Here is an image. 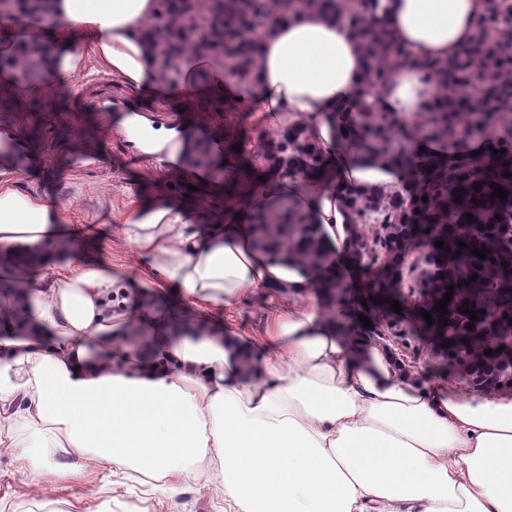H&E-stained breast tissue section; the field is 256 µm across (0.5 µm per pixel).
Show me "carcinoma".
Returning a JSON list of instances; mask_svg holds the SVG:
<instances>
[{"label": "carcinoma", "instance_id": "obj_1", "mask_svg": "<svg viewBox=\"0 0 512 512\" xmlns=\"http://www.w3.org/2000/svg\"><path fill=\"white\" fill-rule=\"evenodd\" d=\"M281 16L287 17L303 9L319 7L344 18L361 36L368 59L369 81L358 96V107L364 127L366 147L376 156L392 163L408 160L405 139L421 124L408 127V122L375 111L373 88L381 85L389 70L405 62L406 52L383 27L381 0H276ZM490 16L480 25L472 42L458 55L447 60L426 64L437 81V94L425 124L431 135L454 147L469 139H486L499 150L495 161L472 157L454 166L436 165L423 171L421 183L413 194H397L386 198L378 193L351 194L348 207L353 220L360 224L382 225L385 234L374 239L386 254L403 258L407 248L418 242V236L430 237L426 230L441 225L466 224L464 214L474 215L472 224L501 226L495 215L512 210V148L500 152L497 133L501 128L512 129V0H489ZM215 34H224L225 63L238 74L248 73L256 66V35L270 18L268 0H215L213 6ZM268 160L265 174L281 172L283 161L288 167L307 175L319 173L323 160L317 146L309 142L299 128L262 142ZM481 189L475 190L476 183ZM509 191L508 197L489 199L491 185ZM463 195L462 202L455 196ZM258 224H301L302 234L266 237L257 241L263 248L275 249L288 241L294 250L313 263L323 257L316 226L300 214L272 217L259 214ZM467 247L451 261L459 274L455 287L481 299L480 308L486 313L480 318L497 317L507 323L512 319V264L502 266L505 256L512 253V227L478 237L464 234ZM490 250L486 259L470 253L472 247ZM478 279L471 280L472 275ZM469 286H464V282ZM451 335L474 352L476 367L473 383L484 386L497 381L496 360L484 354L488 349L483 340L471 337L462 323L455 325Z\"/></svg>", "mask_w": 512, "mask_h": 512}]
</instances>
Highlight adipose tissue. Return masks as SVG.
Wrapping results in <instances>:
<instances>
[{
  "mask_svg": "<svg viewBox=\"0 0 512 512\" xmlns=\"http://www.w3.org/2000/svg\"><path fill=\"white\" fill-rule=\"evenodd\" d=\"M386 25L408 52L376 92V109L420 130L410 165L372 157L357 90L365 51L345 20L316 8L272 15L257 35L258 62L232 73L202 49H184L176 83L241 101L274 132L302 129L323 152L317 175L270 176L228 207L217 233L206 214L172 203L133 205L122 235L149 257L131 275L83 263L88 228L67 210L0 184V267L15 288L0 298V432L20 471L77 481L99 467L156 477L172 498L189 478L224 486L225 512H512V397L473 395L425 379L359 319L332 317L319 284L358 287L351 193L401 192L425 153L440 161L484 152L432 138L423 122L437 83L428 59L455 56L487 16L486 0H383ZM159 0H51L60 28L0 15V50L42 43L33 65L67 77L86 63L129 92L169 86L156 72ZM293 208L318 227L325 256L280 262L257 249V211ZM66 245L70 260L54 266ZM54 278H47V269ZM271 290L280 300L264 340L225 320L236 298Z\"/></svg>",
  "mask_w": 512,
  "mask_h": 512,
  "instance_id": "1",
  "label": "adipose tissue"
}]
</instances>
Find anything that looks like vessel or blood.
Listing matches in <instances>:
<instances>
[{"mask_svg": "<svg viewBox=\"0 0 512 512\" xmlns=\"http://www.w3.org/2000/svg\"><path fill=\"white\" fill-rule=\"evenodd\" d=\"M71 96L90 103L99 113L106 133L123 142L127 161L157 171L185 167L197 179L224 168L222 138L192 112L160 109L157 103L134 97L95 76L85 78ZM51 162L67 178L84 179L102 172L104 154L99 142L85 140L62 144L49 153L32 146L19 123H0V182L23 171L45 170Z\"/></svg>", "mask_w": 512, "mask_h": 512, "instance_id": "obj_1", "label": "vessel or blood"}]
</instances>
